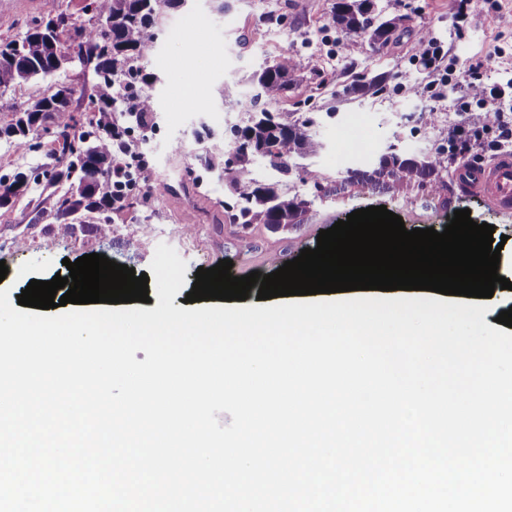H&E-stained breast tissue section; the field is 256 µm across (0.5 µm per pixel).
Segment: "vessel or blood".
<instances>
[{
  "label": "vessel or blood",
  "mask_w": 512,
  "mask_h": 512,
  "mask_svg": "<svg viewBox=\"0 0 512 512\" xmlns=\"http://www.w3.org/2000/svg\"><path fill=\"white\" fill-rule=\"evenodd\" d=\"M453 180L460 196L475 197L490 207L512 211V153H503L483 164L457 167Z\"/></svg>",
  "instance_id": "obj_1"
}]
</instances>
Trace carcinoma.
I'll list each match as a JSON object with an SVG mask.
<instances>
[{
	"mask_svg": "<svg viewBox=\"0 0 512 512\" xmlns=\"http://www.w3.org/2000/svg\"><path fill=\"white\" fill-rule=\"evenodd\" d=\"M84 12H91L98 25L88 30L74 26L69 18L56 13L55 0H48L45 19L31 27L21 42L0 45V90L32 79L46 77L59 70L68 59L94 65L98 76L95 90L96 121L93 129L71 136L75 118L69 103L75 89L58 88L53 94L35 100L16 112L15 119L0 127V136L12 139L19 151L34 147L32 132L54 134L59 149L52 168L42 171L16 172L0 176V206L19 195L32 181L70 179L78 172L77 189L70 195L51 197L48 205L57 215L112 213L130 205V197L112 199L113 155L119 142L112 141L115 124L112 81L134 60L152 50L159 30L162 8L176 9L186 0H83ZM333 24L345 35L370 41H389L405 27L407 16H381L369 10L367 0H337ZM69 33V42L62 40ZM258 92L253 99L255 111L248 113L242 125L230 131L228 139L211 144L201 156L203 168L216 172L224 181L230 200L224 212L230 223L246 229L264 224L273 231H286L301 223L307 212L305 198L288 195L277 182H262L250 176V167L258 158L272 171L288 175L291 161L315 155L321 143L310 132L313 120L299 117L293 121L277 111V105L290 87L302 81L292 49L286 48L252 75ZM130 124L121 128L127 135L135 129L154 125L155 108L151 94H145L129 112ZM448 141L441 137L434 151L418 157L408 156L390 147L369 170L355 169L340 187L366 184L394 194L415 189L422 195L440 198L448 191Z\"/></svg>",
	"mask_w": 512,
	"mask_h": 512,
	"instance_id": "1",
	"label": "carcinoma"
}]
</instances>
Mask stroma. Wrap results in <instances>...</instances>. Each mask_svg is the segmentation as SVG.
<instances>
[{
    "label": "stroma",
    "instance_id": "obj_1",
    "mask_svg": "<svg viewBox=\"0 0 512 512\" xmlns=\"http://www.w3.org/2000/svg\"><path fill=\"white\" fill-rule=\"evenodd\" d=\"M228 9H221V2ZM336 0H187L177 9L164 10L152 53L137 66L152 77L145 89L154 98L157 124L141 141L147 154L146 192L133 196L128 209L113 215L111 238L91 233L61 237L48 232L58 223L55 213L45 210L48 197L65 194L69 181L41 182L24 195L0 207V261L9 269L0 286L20 294L30 280L68 276L65 259L86 254L106 255L116 263L148 271L159 244L173 247L186 262V285H193L198 268L218 261L233 262L231 273L240 277L257 271L271 273L270 257L289 261L302 249L316 248L321 230L346 219L352 211L369 206H386L399 215L406 229L434 228L443 231L455 210L470 209L478 223L494 225L496 235L506 236L500 252L498 273L512 276V212L491 209L477 199L457 197L447 204L416 192L401 195L366 189L359 185L337 191L348 169H370L390 147L410 154L430 152L436 138L421 126L420 113L435 110L449 123H456V91L438 100L424 93L432 71L422 63L417 39L429 32L438 41L449 63L458 69L482 64L488 83L512 79V28L504 27L501 16L512 15V0H499V9L458 22L455 0H382L387 12L406 15L409 29L383 48L368 40L348 37L331 24ZM208 28L218 46L216 55L202 54L184 64L188 49L183 31ZM295 52L304 77L278 105L279 111L295 116H313L312 127L322 150L298 158L285 189L310 199L311 205L300 226L272 231L261 224L250 229L229 223L224 213L228 192L223 181L206 173L199 156L209 140H197L201 127L223 135L242 123L256 93L248 77L284 47ZM388 75L383 93L346 94L350 84H362ZM97 76L91 67L73 61L54 76L16 84L0 92V126L22 105L52 94L58 86L75 87L71 110L77 131L88 130L94 117ZM235 84L237 94L224 95L225 84ZM196 86L193 105L176 107L173 92ZM43 133L33 136V150L21 153L11 141L0 138V174L26 171L47 164ZM318 170L329 196H316L312 185L302 184L304 169ZM134 224L151 225L146 235L134 236Z\"/></svg>",
    "mask_w": 512,
    "mask_h": 512
}]
</instances>
